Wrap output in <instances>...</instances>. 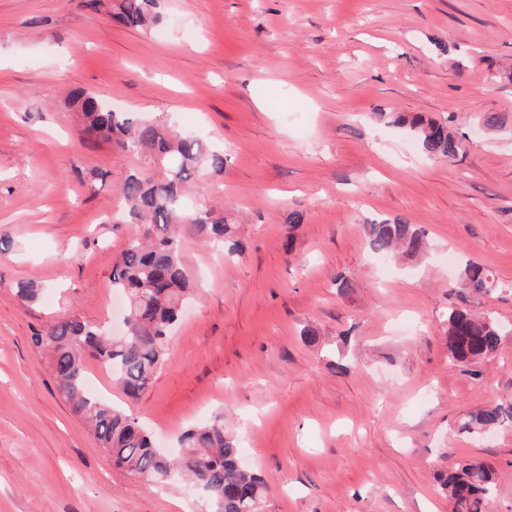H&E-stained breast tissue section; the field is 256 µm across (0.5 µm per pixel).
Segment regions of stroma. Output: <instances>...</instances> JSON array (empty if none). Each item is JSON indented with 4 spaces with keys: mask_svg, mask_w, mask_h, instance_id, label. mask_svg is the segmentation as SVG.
I'll list each match as a JSON object with an SVG mask.
<instances>
[{
    "mask_svg": "<svg viewBox=\"0 0 512 512\" xmlns=\"http://www.w3.org/2000/svg\"><path fill=\"white\" fill-rule=\"evenodd\" d=\"M111 3L0 0V512H206L191 485L113 468L32 347L71 314L120 325L112 261L140 231L118 191L137 161L81 137L74 86L223 149L186 201L223 207L244 246L227 260L183 228L197 293L167 359L135 400L90 362L99 397L161 445L223 412L268 512H448L438 475L466 457L495 471L487 512H512V425L459 430L512 401V331L478 376L442 339L453 307L512 328V0H163L147 31ZM416 113L451 120L464 154L423 155L393 121ZM397 217L427 230L424 258L370 250L363 224ZM468 261L501 288L456 289Z\"/></svg>",
    "mask_w": 512,
    "mask_h": 512,
    "instance_id": "obj_1",
    "label": "stroma"
}]
</instances>
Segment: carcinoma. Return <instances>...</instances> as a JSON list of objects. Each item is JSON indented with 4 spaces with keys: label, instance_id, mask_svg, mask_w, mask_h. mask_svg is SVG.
<instances>
[{
    "label": "carcinoma",
    "instance_id": "obj_1",
    "mask_svg": "<svg viewBox=\"0 0 512 512\" xmlns=\"http://www.w3.org/2000/svg\"><path fill=\"white\" fill-rule=\"evenodd\" d=\"M158 0H113L112 16L123 25L145 31L159 19ZM67 106L78 130L127 153L141 157L144 167L130 173L120 186L126 216L140 225L112 263V287L127 294L132 319L129 333L115 338L104 326L71 315L33 336V346L50 359L57 393L71 412L90 425L99 446L118 469L136 473L157 485L189 482L201 493L210 512H266L268 488L262 477L242 463L239 441L224 429V414L177 437V452L156 448L150 433L136 418L87 388V363L107 365L124 394L136 399L163 366L168 338L196 287L183 264V242L177 227L187 224L201 242L239 252L232 226L209 205L186 206V186L224 170V152L207 149L192 132L173 120L141 121L114 112L99 97L74 87ZM397 122L416 133L420 150L432 158L454 159L464 142L443 121L421 116ZM370 250L384 256L415 258L428 248L426 230L403 218L364 225ZM455 287L470 293L500 288L492 271L475 263L460 270ZM17 296L34 302L40 288L33 281L16 286ZM503 336L491 316H476L452 308L446 317L443 340L448 365L466 371L495 356ZM512 424V402L487 405L468 414L462 430L480 435ZM493 468L478 458L456 462L441 477L440 488L451 512H486L495 487Z\"/></svg>",
    "mask_w": 512,
    "mask_h": 512
}]
</instances>
